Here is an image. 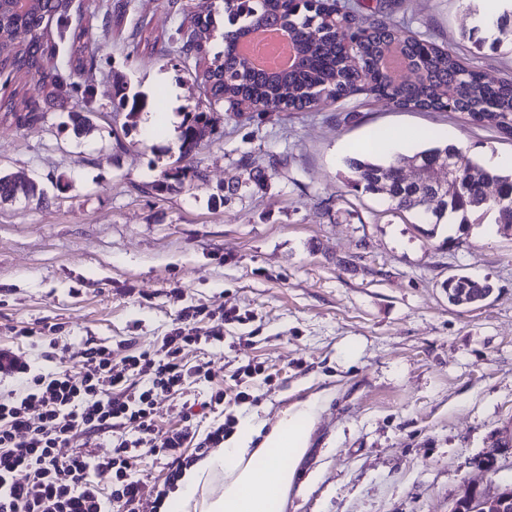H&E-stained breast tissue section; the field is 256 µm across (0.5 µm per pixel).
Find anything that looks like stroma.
<instances>
[{"instance_id": "1", "label": "stroma", "mask_w": 512, "mask_h": 512, "mask_svg": "<svg viewBox=\"0 0 512 512\" xmlns=\"http://www.w3.org/2000/svg\"><path fill=\"white\" fill-rule=\"evenodd\" d=\"M187 3L205 11L218 0H71L93 69L51 92L0 73V97L15 90L38 106L26 125L0 114V175L42 191L0 202V346L34 370L75 372L87 344L152 348L197 307V327L220 328L224 340L189 346L184 360L212 378L159 397L158 428L179 427L178 404L218 390L223 408L200 418L199 433L251 414L271 424L325 395L285 512H448L466 484L494 491L512 477V226L490 213L465 226L419 223L351 187L346 161L386 157L381 131L404 150L430 131L482 163L512 156V140L383 100L219 111L192 158L202 180L145 192L174 165L180 139L141 119L126 124L112 98L125 84L161 118L204 103L183 59L152 47ZM474 10L473 0H395L392 19L449 46L486 81L512 75V46L484 42ZM79 85L90 100L78 99ZM69 105L90 113L86 133H73ZM246 155L278 164L264 187L226 198L228 182L248 177ZM453 275L492 292L481 306H452L443 284ZM230 311L235 320H224ZM49 325L53 353L19 335ZM246 388L253 399L243 403Z\"/></svg>"}]
</instances>
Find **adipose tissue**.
<instances>
[{
    "instance_id": "1",
    "label": "adipose tissue",
    "mask_w": 512,
    "mask_h": 512,
    "mask_svg": "<svg viewBox=\"0 0 512 512\" xmlns=\"http://www.w3.org/2000/svg\"><path fill=\"white\" fill-rule=\"evenodd\" d=\"M322 409L315 395L290 405L273 425L247 418L234 439L185 469L172 494L174 512H283Z\"/></svg>"
}]
</instances>
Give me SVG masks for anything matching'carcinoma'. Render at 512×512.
<instances>
[{
    "label": "carcinoma",
    "mask_w": 512,
    "mask_h": 512,
    "mask_svg": "<svg viewBox=\"0 0 512 512\" xmlns=\"http://www.w3.org/2000/svg\"><path fill=\"white\" fill-rule=\"evenodd\" d=\"M222 0L223 21L217 24L214 13L205 16L183 14L174 33L162 43L159 53L175 52L189 66L194 81L205 93L210 108L193 113L180 131V155L177 166L148 184L151 192L169 189V179L182 184L202 179L191 159L204 138L214 130L210 112L220 105L236 115L251 112H309L314 105L329 99L334 103L364 96L387 100L403 109L452 112L464 125L489 126L512 137V76L497 83L461 60L450 48L430 37L394 24L382 4L361 0L348 4L343 0ZM68 0H36L27 6L17 0L3 2V17L11 28L12 44L0 57V70L19 78H38L44 87H54L64 74L80 73L94 66V57H85L80 43L87 34L74 28L69 45L63 51L41 41L44 22L51 16H64ZM286 27L299 64L283 74L257 72L251 62L238 54L240 38L261 27ZM496 28V43L512 44V13L501 15ZM220 41L221 49L212 45ZM397 50L416 72L414 78L401 80L387 72L384 60ZM113 112L126 113L130 119L141 111L145 100L130 95L126 88L117 92ZM0 109L19 124L29 119L33 104L24 97L10 98ZM430 144L399 153L389 159L353 158L348 168L350 183L357 189L387 199L395 209L412 212L423 224H440L450 216L458 224L470 223L469 215L492 213L497 224H512V209L487 199L485 188L493 183L504 194H512V173L491 172L462 149L426 134ZM456 159L451 170L457 183L453 192L443 191L433 207L427 198L436 195L432 186L398 180V171L407 166L441 167L448 158ZM249 181L257 186L270 180L269 170L276 162L264 165L249 157ZM22 194L35 197L34 183L10 175H0V200Z\"/></svg>",
    "instance_id": "obj_1"
}]
</instances>
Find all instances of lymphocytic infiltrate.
<instances>
[{
    "mask_svg": "<svg viewBox=\"0 0 512 512\" xmlns=\"http://www.w3.org/2000/svg\"><path fill=\"white\" fill-rule=\"evenodd\" d=\"M200 315V309H184L160 345L118 363L109 348L87 347L76 375L34 371L1 346L0 377L17 386L0 396V512H139L151 491L135 469L142 449L171 460L162 489L155 491L161 501L192 463L180 448L190 442L201 453L223 447L230 424L198 435L191 403L178 407L179 429L160 432L154 416L156 395L210 377L203 368L186 367L182 356L186 346L222 339L215 331L198 334L192 322ZM77 435L111 437V454L60 455L59 447Z\"/></svg>",
    "mask_w": 512,
    "mask_h": 512,
    "instance_id": "obj_1",
    "label": "lymphocytic infiltrate"
}]
</instances>
